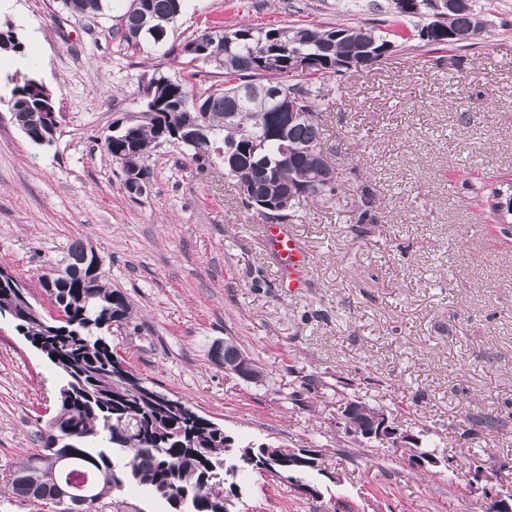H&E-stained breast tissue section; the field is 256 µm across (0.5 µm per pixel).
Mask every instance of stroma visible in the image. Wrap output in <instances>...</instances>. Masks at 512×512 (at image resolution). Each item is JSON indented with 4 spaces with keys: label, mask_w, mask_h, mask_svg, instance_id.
Wrapping results in <instances>:
<instances>
[{
    "label": "stroma",
    "mask_w": 512,
    "mask_h": 512,
    "mask_svg": "<svg viewBox=\"0 0 512 512\" xmlns=\"http://www.w3.org/2000/svg\"><path fill=\"white\" fill-rule=\"evenodd\" d=\"M350 0H187L167 44L128 46L121 0L94 18L62 0H11L0 29L44 59L39 78L59 110L53 143L31 142L11 118L16 74L0 60V269L41 316L54 306L40 278L61 268L75 241L132 316L112 346L142 379L222 425L238 443L316 446L326 463L295 483L251 472L237 512H487L489 493L512 494V421L463 434L466 416L512 414V224L490 227L475 190L512 179V0H477L487 26L466 47L430 51L397 40L372 70L329 77L322 106L332 162L352 170L334 208L301 205L287 222L311 256L306 288L284 292L266 253L261 216L241 203L210 153L204 169L181 148L152 151L147 191L130 197L102 149L112 120L142 108V81L191 72L206 89L209 64H185L189 37L222 20L251 26L363 25L410 32L391 0L351 11ZM370 190L375 221L355 214ZM234 341L263 369L246 382L216 363ZM321 386L308 392L310 379ZM352 379L349 389L338 378ZM64 379L0 318V512H55L15 494L9 473L40 448ZM383 408L434 449L422 473L409 451L354 439L340 423L350 398ZM494 472L490 485L471 464ZM94 512H168L135 482Z\"/></svg>",
    "instance_id": "35a3bbf8"
}]
</instances>
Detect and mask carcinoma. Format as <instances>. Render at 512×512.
<instances>
[{"label":"carcinoma","instance_id":"cac0c4a2","mask_svg":"<svg viewBox=\"0 0 512 512\" xmlns=\"http://www.w3.org/2000/svg\"><path fill=\"white\" fill-rule=\"evenodd\" d=\"M105 0H64L76 16H90L103 9ZM186 0H130L123 15L122 38L131 45L162 44L185 8ZM424 45L436 50L459 46L452 38L484 28L476 0L470 7L444 21L431 22ZM395 44L375 29L360 25L313 28L255 29L242 26L232 31L215 25L184 43L189 62L212 64L222 80L197 92L186 80L153 76L145 88L153 89L152 109L105 136L104 151L115 163L130 156L138 172L149 175L145 155L164 140L202 156L183 142V127L196 123L206 130L209 145L224 153V172L236 182L241 202L262 217L271 208L300 196L305 204L330 208L345 182V170L333 169L327 184L318 162L323 149L324 100L321 79L369 56L390 53ZM22 43L14 32L0 30V51L19 53ZM309 59L308 71H298V59ZM35 77L14 79L9 104L18 119L28 118L39 99L29 84ZM302 99L303 111L292 120L281 107V94ZM199 100L198 109L183 104ZM85 244L69 249L63 271L46 275L41 287L53 299L66 321L49 323L38 314L19 319L18 333L30 344L40 345L47 359L59 353L55 367L74 382L71 394L59 393L58 408L42 437L41 451L28 456L10 473L14 493L35 501L61 504L60 489L82 486L90 501L67 500L64 512H92L94 505L112 494V487L128 478L163 499L169 512H183L182 498L193 512H224V499L213 491L214 471L236 465L242 471L262 470L297 482L318 468L323 453L312 448L308 455L288 464V449L261 444L238 447L224 427L200 415L186 402L169 396L144 397L127 389L113 368L116 353L108 336L112 325L131 318L127 296L111 288L101 275L86 273ZM12 297L32 310L24 288L11 278L0 286V298ZM223 356L257 367L253 358L236 344L222 346ZM469 430L497 432L508 424L498 414L465 418Z\"/></svg>","mask_w":512,"mask_h":512}]
</instances>
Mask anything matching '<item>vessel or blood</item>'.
<instances>
[{
	"label": "vessel or blood",
	"mask_w": 512,
	"mask_h": 512,
	"mask_svg": "<svg viewBox=\"0 0 512 512\" xmlns=\"http://www.w3.org/2000/svg\"><path fill=\"white\" fill-rule=\"evenodd\" d=\"M262 237L266 252L277 267L280 287L291 293L305 287L310 255L290 227L263 225Z\"/></svg>",
	"instance_id": "1"
}]
</instances>
